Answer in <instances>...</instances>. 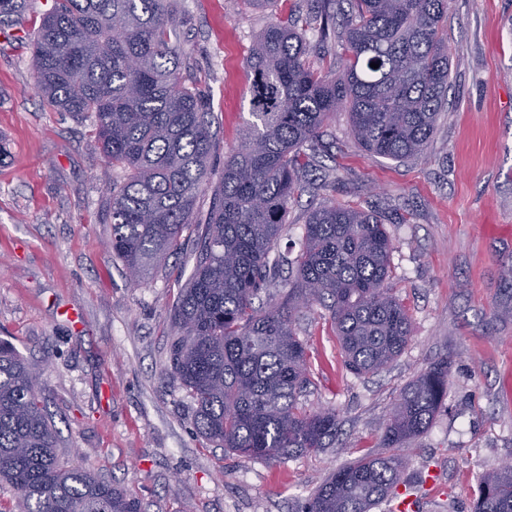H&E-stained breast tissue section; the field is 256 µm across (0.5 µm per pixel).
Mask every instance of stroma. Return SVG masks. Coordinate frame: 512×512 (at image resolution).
<instances>
[{"label":"stroma","mask_w":512,"mask_h":512,"mask_svg":"<svg viewBox=\"0 0 512 512\" xmlns=\"http://www.w3.org/2000/svg\"><path fill=\"white\" fill-rule=\"evenodd\" d=\"M173 37L211 114L210 182L166 277L134 286L105 245V159L89 119L49 107L32 85L30 43L0 30V339L37 376L61 460L134 493L143 512H301L337 468L378 451L404 387L450 361L448 396L405 472L440 470L427 512H472L480 476L512 462V0H449L452 84L423 155L366 152L347 113L318 137L336 204L377 212L392 239L387 286L412 337L381 372L348 371L322 309L295 325L311 383L305 408L336 410L334 447L273 465L213 447L172 379L171 313L195 267L198 222L250 121L246 59L288 0H181Z\"/></svg>","instance_id":"1"}]
</instances>
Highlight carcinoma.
<instances>
[{
	"label": "carcinoma",
	"mask_w": 512,
	"mask_h": 512,
	"mask_svg": "<svg viewBox=\"0 0 512 512\" xmlns=\"http://www.w3.org/2000/svg\"><path fill=\"white\" fill-rule=\"evenodd\" d=\"M179 0H54L31 34L33 85L52 107L91 118L112 170L106 244L135 283L181 248L213 141L201 94L182 80L171 43ZM311 42L300 18L267 26L246 61L250 114L212 194L194 272L172 309L170 373L194 405L197 433L217 448L269 462L332 447L336 411L306 410L305 344L293 323L315 305L329 313L346 368L392 363L410 318L389 292L392 241L379 215L329 199L312 208L300 249L278 251L302 179L301 152L346 111L372 155L401 162L424 152L448 104V0H316ZM28 0H0V27L23 21ZM342 18L344 56L324 69L309 57ZM375 63L378 68L370 67ZM295 268L273 299L275 273ZM448 395V358L403 390L380 445L388 452L331 474L302 512H372L403 482L406 454ZM35 374L0 341V484L22 512H142L131 492L61 461ZM474 512H512V465L481 477Z\"/></svg>",
	"instance_id": "carcinoma-1"
}]
</instances>
